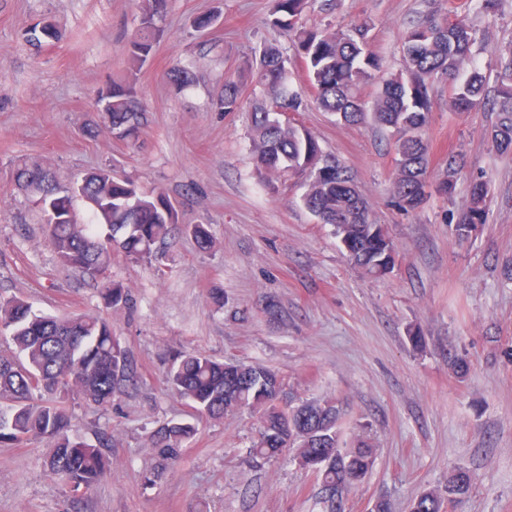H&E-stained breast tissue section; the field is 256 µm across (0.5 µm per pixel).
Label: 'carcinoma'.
<instances>
[{
    "mask_svg": "<svg viewBox=\"0 0 512 512\" xmlns=\"http://www.w3.org/2000/svg\"><path fill=\"white\" fill-rule=\"evenodd\" d=\"M140 26L128 40L124 73L112 80L97 101L98 119L81 128L96 139L117 125L128 127L134 144L147 124L137 93L138 74L163 37L157 24L168 0H143ZM307 0H273L269 23L289 34L303 66V85L288 81L286 59L275 46L265 45L244 60L224 80V89L212 100L216 112H239L248 104L247 90L261 88L270 104L252 105L251 143L260 176L271 183L288 174L301 181L300 201L334 234L351 263L367 274L394 263L395 246L381 224L375 223L356 190L351 172L341 161L323 152L317 138L297 115L308 109L307 93L319 108L347 124L373 123L390 132L396 155L394 189L398 206L413 211L435 194L453 197L458 175L466 166L461 154L448 157L445 176L427 181L428 145L425 129L431 114L430 89L437 80L451 84L448 106L471 112L489 104L497 113L491 129L493 146L512 153V44L497 50V75L489 87L487 75L476 66L462 70L471 59L475 38L471 28L448 22L445 12H434L412 24L404 34L406 75L384 72L381 59L368 49L371 24L364 21L349 30H313L301 24ZM60 32L48 23L31 29L26 41H55ZM169 86L182 91L196 81L189 68L175 64L167 73ZM376 86L371 106L362 92ZM14 190L40 194L46 232L58 262L96 279L120 255L132 262L157 258V244L179 224V213L163 192L147 194L134 181L118 177L106 167L87 171L74 196L57 183L53 172L37 161L21 159L12 168ZM81 199L86 213L75 208ZM488 183L470 184L466 209L455 224L460 240L487 222ZM190 231L199 249L214 247L206 224ZM99 293L104 304L119 308L128 303L122 284L105 280ZM0 333L8 349L0 352V442L20 445L30 438L46 441L47 473L78 494L92 488L111 469L107 449L112 439L103 432L90 443L72 433L68 399L76 395L97 407L112 406L116 397L137 382V371L112 322L91 315L58 317L33 310L25 300L0 297ZM169 389L188 401L195 412L213 419L249 410L259 414L260 430L251 448L254 456L271 459L293 451L292 461L318 465L323 503L334 512L344 491L361 482L372 469L374 449L364 440L353 448L339 444L340 408L331 399H306L284 411L277 405L276 388L284 377L257 362L230 364L200 352H179L166 362ZM195 424L170 421L151 436L163 461H174L194 436ZM472 476L457 469L444 492L425 491L411 504L412 512H443L445 501L469 497Z\"/></svg>",
    "mask_w": 512,
    "mask_h": 512,
    "instance_id": "cac0c4a2",
    "label": "carcinoma"
}]
</instances>
